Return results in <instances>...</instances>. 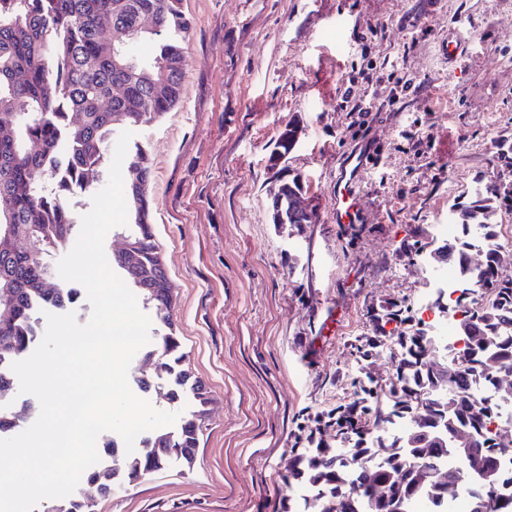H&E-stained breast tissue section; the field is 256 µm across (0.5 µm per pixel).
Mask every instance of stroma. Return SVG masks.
<instances>
[{
    "label": "stroma",
    "mask_w": 512,
    "mask_h": 512,
    "mask_svg": "<svg viewBox=\"0 0 512 512\" xmlns=\"http://www.w3.org/2000/svg\"><path fill=\"white\" fill-rule=\"evenodd\" d=\"M193 25L179 104L133 130L150 155V219L173 284L171 314L211 403L191 466L171 464L96 512H279L282 476L318 416L355 397L358 370L388 384L389 344L362 357L386 305L427 290L415 243L476 184L512 189V0H183ZM467 56L449 67V25ZM371 97L375 111H355ZM311 224H276L269 155ZM369 216L335 223L336 179L366 135Z\"/></svg>",
    "instance_id": "1"
}]
</instances>
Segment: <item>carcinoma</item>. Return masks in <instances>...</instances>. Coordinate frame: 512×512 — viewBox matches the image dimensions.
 <instances>
[{"label": "carcinoma", "mask_w": 512, "mask_h": 512, "mask_svg": "<svg viewBox=\"0 0 512 512\" xmlns=\"http://www.w3.org/2000/svg\"><path fill=\"white\" fill-rule=\"evenodd\" d=\"M190 32L182 0H0V123L14 124L13 133L0 132V215L33 231L29 249L0 246V290L9 289L7 303H0L1 363L16 360L32 345L38 335L36 311L67 307L73 289L44 285L51 276L47 257L66 248L75 230L66 198L105 178L116 128L141 126L179 103L187 67L183 42ZM146 39L154 40L151 55L132 56L129 47ZM115 86L123 88L122 95H113ZM296 134L297 127L287 125L270 158L288 154ZM151 172L145 150L128 156L126 204L136 227L129 239L139 258L131 266L117 258L114 264L167 329L147 353L154 375L167 382L166 392L143 376L136 382L144 391L160 392L173 403L186 401L188 407L176 431L141 437L130 455L114 445L112 466L84 474L103 498L173 460L191 465L210 403L205 382L184 367L185 353L170 316L173 287L159 260L146 195ZM39 174L49 177L52 190L39 186ZM300 193L299 178L284 179L282 206L270 202L272 222L282 214L289 224L313 223L311 208L291 212ZM499 197L498 189L486 186L464 206L474 228L488 238L496 236ZM439 248L452 254L450 266L463 274L462 296L490 294L484 306L457 322V335L466 340L464 364L448 366L444 376L428 368L430 337L415 324L402 328L409 317L392 305L385 318L401 328L387 337L398 358L389 406H381L382 389L370 373L354 377L357 398L319 421L336 428V447L319 441L289 465L288 486L309 487L311 500L299 511L285 499L280 512H408L417 498L431 505L430 512H448V503L464 492L473 498L475 512H512L503 466L507 447L491 445L483 435L500 403L475 397L477 385L497 388L502 371H512V276L502 272L509 258L484 249L483 262L473 266L469 255L477 245L457 239ZM34 411L32 405L0 404V427H17ZM414 413L422 418L420 436L390 432L392 417ZM456 427L472 435L465 448L448 442V432ZM448 455L461 466L434 473V464ZM489 468L496 471L494 496L481 480ZM55 512L94 509L75 493Z\"/></svg>", "instance_id": "obj_1"}]
</instances>
